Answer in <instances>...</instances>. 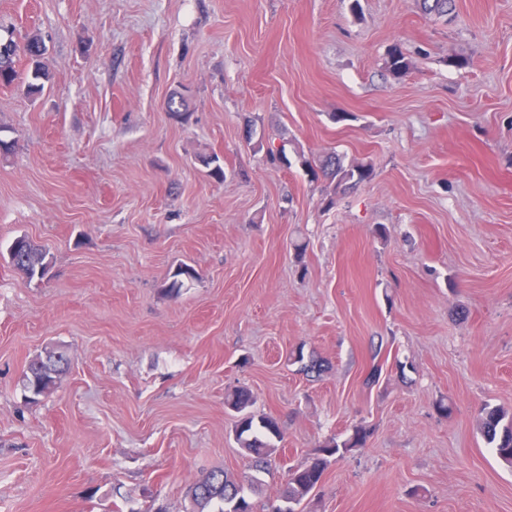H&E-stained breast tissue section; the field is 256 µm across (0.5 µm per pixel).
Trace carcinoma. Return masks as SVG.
I'll use <instances>...</instances> for the list:
<instances>
[{
  "instance_id": "1",
  "label": "carcinoma",
  "mask_w": 512,
  "mask_h": 512,
  "mask_svg": "<svg viewBox=\"0 0 512 512\" xmlns=\"http://www.w3.org/2000/svg\"><path fill=\"white\" fill-rule=\"evenodd\" d=\"M421 2L423 11L429 15L446 17L453 12V0ZM45 51V45L37 34L22 42H0V85L9 86L19 79L16 62L23 58L29 65L27 91L32 96L40 94L44 80L47 79L43 64ZM409 66V58L402 49L398 46L393 47L387 58L389 71L400 75L408 70ZM166 109L171 118L179 123L187 119L188 108L186 98L182 94L171 96ZM300 162L311 178L323 176L336 182V188L343 192L354 189L373 177L371 167L364 164L346 165L343 156L336 152L325 155L315 167L303 158ZM201 163L207 169L209 177L218 181L224 180V168L218 156L205 155L201 157ZM9 255L24 258L20 270L31 280L43 279L49 270L46 253L26 236H19L12 241ZM295 360L301 364V370L308 375L319 376L325 371L323 361L315 357L306 361L301 350L295 354ZM59 367L58 360L41 364L31 361L25 372V388L29 391L36 390L38 396L49 392L55 386L53 372ZM252 402V393L246 388L235 390L226 400L228 407L239 414L236 440L240 448L250 457L254 470L263 471L271 465V455L274 451V446L267 437H280V429L272 417L256 416L248 412ZM480 428L486 443L495 448L498 458L506 466L512 468V414L502 407L487 405L481 412ZM371 434L369 427L357 425L345 439L329 440L316 449L311 460L289 469L287 480L279 494L280 500L290 505L288 512H295V506L322 482L328 458H343L353 449L365 447ZM248 487L254 488L253 481L239 482L224 469L215 468L198 479L190 488V493L199 507V512H257L255 505L245 493Z\"/></svg>"
}]
</instances>
